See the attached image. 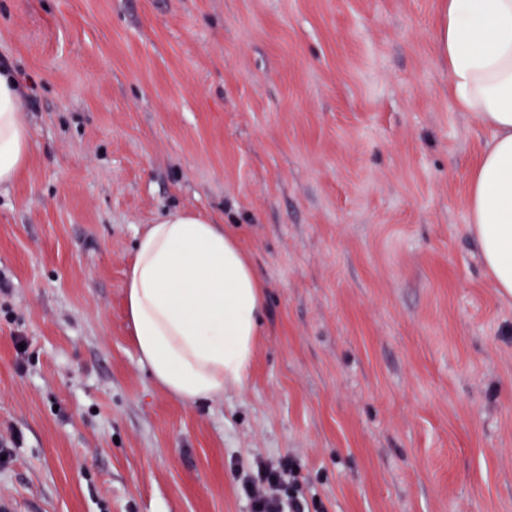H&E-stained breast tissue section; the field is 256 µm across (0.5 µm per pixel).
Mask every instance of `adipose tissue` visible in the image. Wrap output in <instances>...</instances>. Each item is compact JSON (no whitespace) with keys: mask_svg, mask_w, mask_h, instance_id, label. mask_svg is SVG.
Here are the masks:
<instances>
[{"mask_svg":"<svg viewBox=\"0 0 512 512\" xmlns=\"http://www.w3.org/2000/svg\"><path fill=\"white\" fill-rule=\"evenodd\" d=\"M436 42L454 104L493 131L470 176L469 230L495 287L512 296V0H446ZM28 152L21 91L0 74V187ZM124 289L140 363L163 390L196 403L242 384L265 283L230 228L190 209L168 213L137 238Z\"/></svg>","mask_w":512,"mask_h":512,"instance_id":"obj_1","label":"adipose tissue"}]
</instances>
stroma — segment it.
Segmentation results:
<instances>
[{"mask_svg": "<svg viewBox=\"0 0 512 512\" xmlns=\"http://www.w3.org/2000/svg\"><path fill=\"white\" fill-rule=\"evenodd\" d=\"M442 0H0L30 151L0 188V497L22 512H512V296L468 229L491 139L448 97ZM231 227L264 279L223 399L161 390L139 234ZM24 339L25 352L16 341ZM244 491L250 500V512H309L305 510L299 468L293 457L260 462Z\"/></svg>", "mask_w": 512, "mask_h": 512, "instance_id": "35a3bbf8", "label": "stroma"}]
</instances>
